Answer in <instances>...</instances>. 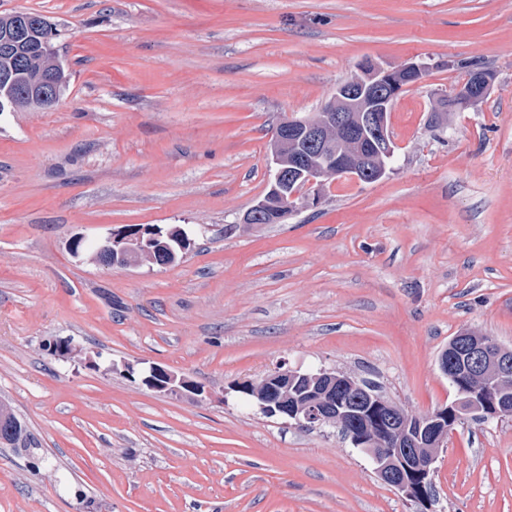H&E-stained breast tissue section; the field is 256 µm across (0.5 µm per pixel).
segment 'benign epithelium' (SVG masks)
Instances as JSON below:
<instances>
[{
  "label": "benign epithelium",
  "mask_w": 512,
  "mask_h": 512,
  "mask_svg": "<svg viewBox=\"0 0 512 512\" xmlns=\"http://www.w3.org/2000/svg\"><path fill=\"white\" fill-rule=\"evenodd\" d=\"M426 66L411 61L386 69L370 63L360 80L336 88V105L326 108L319 118L287 117L282 119L271 134L270 156L274 164L273 177L267 195L257 200L245 214L247 224H260L266 210L267 197L278 199L279 212L290 216L301 204V189L318 185L321 179L332 176L349 177L358 181L378 166L375 178L387 174V168L378 161L394 155V142L388 132L387 111L395 96L416 85L425 74ZM50 78L36 72L27 79V89L33 105L45 108L52 100L47 98ZM334 127L344 138L357 143L362 134L370 132L376 139L377 155L351 156L328 154L322 167L313 169L299 157L287 158L280 149L288 139L299 140L307 146L318 147L323 130ZM97 248L90 260L108 267L136 268L138 257L155 250L156 240L145 237L136 228L121 227L95 241ZM438 366L455 383L464 386L474 375L484 376L479 389L457 395L450 406L440 408L421 418L417 428L408 427L411 418L400 407L379 400L370 387L357 380L332 371L320 370L313 375L297 369L279 367L260 380L257 387L243 382L235 389L251 394L260 411L270 417L291 420L301 427H320L332 416H344L358 425L371 420L393 437L390 448H373L375 471L380 479L395 487L405 498L419 503L428 501L425 484L433 481L434 464L439 449L445 447L451 416L459 413L480 419H491L502 414L509 404L506 386L512 382V350L491 340L462 335L439 358ZM141 384L163 395L190 401L207 396L204 386L185 375L152 364L146 369ZM428 448L424 455L419 449Z\"/></svg>",
  "instance_id": "benign-epithelium-1"
}]
</instances>
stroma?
<instances>
[{"label": "stroma", "mask_w": 512, "mask_h": 512, "mask_svg": "<svg viewBox=\"0 0 512 512\" xmlns=\"http://www.w3.org/2000/svg\"><path fill=\"white\" fill-rule=\"evenodd\" d=\"M57 30V108L0 112V401L46 459L0 447V512H416L332 427L233 392L285 365L374 383L424 416L456 394L460 330L512 348V0H0ZM427 63L389 115L396 161L246 224L269 131L313 115L372 60ZM480 62L477 107L436 109ZM182 225L177 266L74 257L127 225ZM67 338L97 369L49 355ZM157 364L200 403L120 372ZM429 512H512V416L449 432Z\"/></svg>", "instance_id": "1"}]
</instances>
